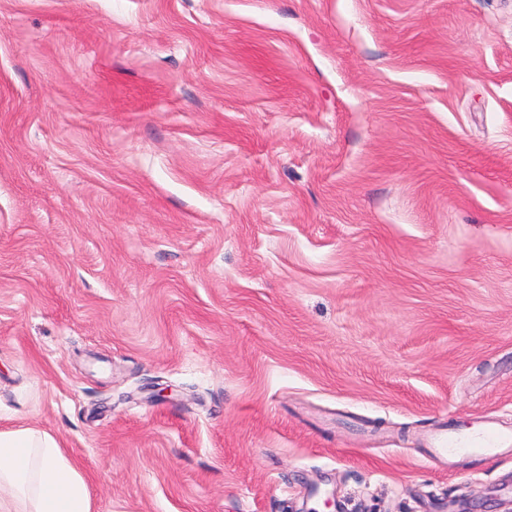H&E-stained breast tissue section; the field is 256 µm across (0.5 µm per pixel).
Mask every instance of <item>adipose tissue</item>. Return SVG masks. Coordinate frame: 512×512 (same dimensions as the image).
I'll return each mask as SVG.
<instances>
[{
  "instance_id": "1",
  "label": "adipose tissue",
  "mask_w": 512,
  "mask_h": 512,
  "mask_svg": "<svg viewBox=\"0 0 512 512\" xmlns=\"http://www.w3.org/2000/svg\"><path fill=\"white\" fill-rule=\"evenodd\" d=\"M0 512H97L89 484L55 438L0 431Z\"/></svg>"
}]
</instances>
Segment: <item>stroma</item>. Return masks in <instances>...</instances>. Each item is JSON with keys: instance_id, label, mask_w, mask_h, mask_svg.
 Masks as SVG:
<instances>
[{"instance_id": "35a3bbf8", "label": "stroma", "mask_w": 512, "mask_h": 512, "mask_svg": "<svg viewBox=\"0 0 512 512\" xmlns=\"http://www.w3.org/2000/svg\"><path fill=\"white\" fill-rule=\"evenodd\" d=\"M99 512H512V0H0V430ZM512 432L487 427L470 437H461L457 433L439 428L430 434L429 448L432 456L445 460L461 454L480 457H492L501 452L512 450Z\"/></svg>"}]
</instances>
